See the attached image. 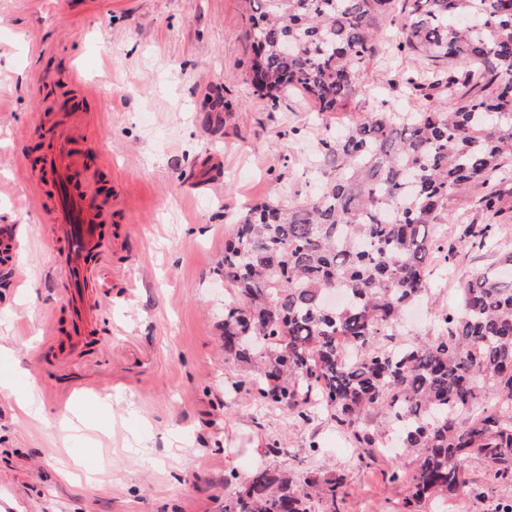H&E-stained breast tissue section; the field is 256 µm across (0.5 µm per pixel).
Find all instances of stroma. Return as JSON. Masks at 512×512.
I'll return each mask as SVG.
<instances>
[{
	"instance_id": "35a3bbf8",
	"label": "stroma",
	"mask_w": 512,
	"mask_h": 512,
	"mask_svg": "<svg viewBox=\"0 0 512 512\" xmlns=\"http://www.w3.org/2000/svg\"><path fill=\"white\" fill-rule=\"evenodd\" d=\"M249 15L247 0H0V226L17 241L0 261V346L20 359L44 408L32 419L0 389V512H221L225 478L258 465L291 470L313 512L326 505L311 479L339 473L348 484L341 512H401L407 488L385 473L411 468V456L386 450L357 467L327 412L303 424L231 391L243 366L224 353L234 293L220 269L246 205L315 193L324 135H341L381 96L416 109L410 90L388 86L412 61L386 25L346 111L320 114L300 93L254 92ZM76 108L96 189L112 201L88 351L47 276L56 243L36 204L49 191L47 130ZM477 196L450 195L438 227L448 244L482 223ZM498 263L494 252L462 253L454 272L434 276L423 308L438 316L464 280ZM462 467L482 484L480 499L421 512L512 504V483L485 482L480 459Z\"/></svg>"
}]
</instances>
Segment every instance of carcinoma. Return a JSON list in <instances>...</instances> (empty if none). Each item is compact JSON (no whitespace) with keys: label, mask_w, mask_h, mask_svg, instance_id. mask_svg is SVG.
<instances>
[{"label":"carcinoma","mask_w":512,"mask_h":512,"mask_svg":"<svg viewBox=\"0 0 512 512\" xmlns=\"http://www.w3.org/2000/svg\"><path fill=\"white\" fill-rule=\"evenodd\" d=\"M393 0H248V80L272 100L287 90L318 112H342L367 72ZM398 49L426 62L399 82L415 112L387 101L338 138L320 140L317 195L245 207L224 242V353L248 370L232 382L301 422L324 409L356 448L376 457L372 412L413 456L390 480L408 485L403 512L480 488L461 466L480 457L488 481L512 482V279L476 272L458 305L418 342L399 339L406 309L430 291L431 265L458 250L434 236L448 197L476 187L485 223L460 247L495 249L501 188L512 175V0H403ZM347 304L327 305L331 292ZM461 415L468 416L458 423ZM330 512L346 475L314 482ZM224 512H312L286 469L260 467L224 498Z\"/></svg>","instance_id":"cac0c4a2"}]
</instances>
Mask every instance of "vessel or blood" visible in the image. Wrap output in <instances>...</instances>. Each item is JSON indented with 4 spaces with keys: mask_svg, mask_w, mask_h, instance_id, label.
<instances>
[{
    "mask_svg": "<svg viewBox=\"0 0 512 512\" xmlns=\"http://www.w3.org/2000/svg\"><path fill=\"white\" fill-rule=\"evenodd\" d=\"M83 116H72L70 126L51 130L55 143L45 161L51 181L49 198H37V205H48L53 223V238L61 246L49 273L61 282L73 310L72 330L82 335L86 324V305L93 263L99 252L101 224L112 209L90 185L92 171L83 165Z\"/></svg>",
    "mask_w": 512,
    "mask_h": 512,
    "instance_id": "obj_1",
    "label": "vessel or blood"
}]
</instances>
